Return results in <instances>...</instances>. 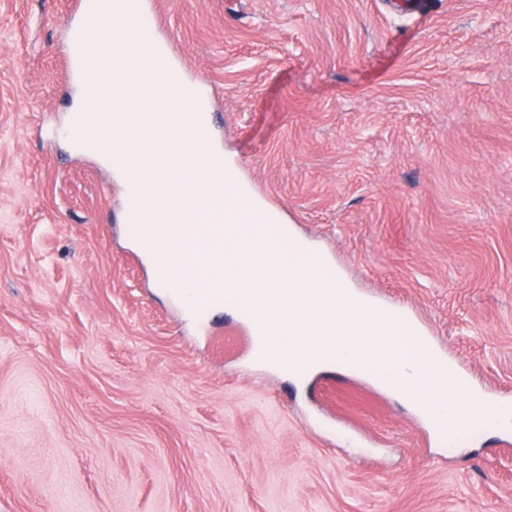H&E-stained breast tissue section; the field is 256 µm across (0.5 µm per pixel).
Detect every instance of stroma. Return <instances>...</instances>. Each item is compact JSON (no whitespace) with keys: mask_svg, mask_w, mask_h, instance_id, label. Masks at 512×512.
<instances>
[{"mask_svg":"<svg viewBox=\"0 0 512 512\" xmlns=\"http://www.w3.org/2000/svg\"><path fill=\"white\" fill-rule=\"evenodd\" d=\"M145 0L248 201L512 403V0ZM75 0H0V512H512V429L436 439L256 362L124 236L67 141Z\"/></svg>","mask_w":512,"mask_h":512,"instance_id":"1","label":"stroma"}]
</instances>
